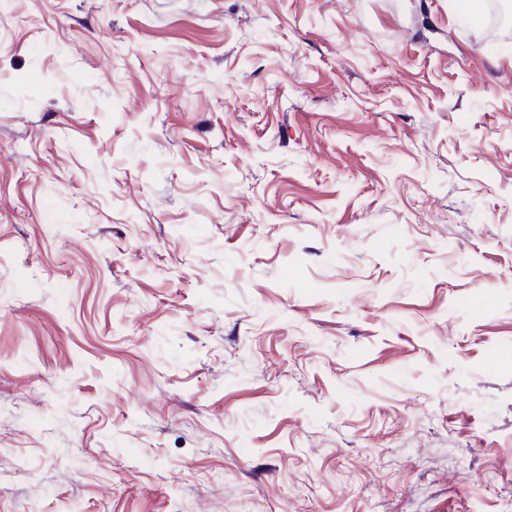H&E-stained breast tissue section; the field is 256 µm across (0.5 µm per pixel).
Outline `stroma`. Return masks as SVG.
<instances>
[{"label":"stroma","mask_w":512,"mask_h":512,"mask_svg":"<svg viewBox=\"0 0 512 512\" xmlns=\"http://www.w3.org/2000/svg\"><path fill=\"white\" fill-rule=\"evenodd\" d=\"M0 512H512V29L0 0Z\"/></svg>","instance_id":"obj_1"}]
</instances>
